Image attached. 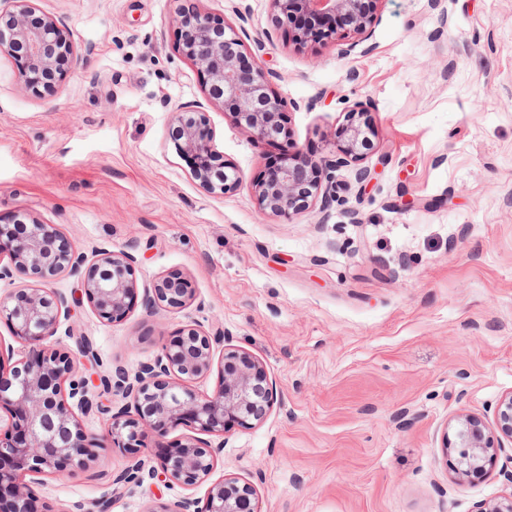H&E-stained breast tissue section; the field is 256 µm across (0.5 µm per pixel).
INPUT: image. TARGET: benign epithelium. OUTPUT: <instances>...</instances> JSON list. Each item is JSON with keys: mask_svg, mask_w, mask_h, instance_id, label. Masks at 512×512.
<instances>
[{"mask_svg": "<svg viewBox=\"0 0 512 512\" xmlns=\"http://www.w3.org/2000/svg\"><path fill=\"white\" fill-rule=\"evenodd\" d=\"M15 9L0 12V55L21 63L20 78L36 89L62 83L71 65L83 62L69 30L41 12L34 0H12ZM383 0H271L276 20L295 26V41L306 43L328 38L339 28L368 36ZM181 39L179 51L197 67L205 79L208 100L231 114L237 125L258 142H273L287 135L281 125L285 102L270 91V77L260 64L244 58L242 41L225 21L194 5L181 4L175 12ZM359 111L347 112L343 157L335 163L316 161L299 152L269 170L255 185L261 211L290 217L321 201L327 206L336 191L334 169L365 159L363 145L368 137L358 123ZM181 151L193 159L192 177L210 194L225 195L240 183L241 176L217 150L212 132L204 128L200 110L182 106L173 115ZM9 255L11 265L0 266V279L22 274L36 284L0 301V319H5L18 342L28 349L26 360L9 372L0 368V407H11V429L0 434V494L5 512H38L33 485L41 477L67 472L75 475L110 446L134 453L145 439L179 425L221 436L232 426L249 427L261 422L277 401V384L262 362L243 349L223 352V375L207 394L191 388L192 381L210 372L214 344L219 338L197 328L183 330L152 362L139 365L135 374L117 365L112 369L110 390L129 400L121 414L112 417L102 437L89 435L77 413L100 410L99 401L89 396L84 378L75 375L79 357L88 353L85 344L71 351L55 347L62 324L71 318L66 296L47 288L62 272L77 278L85 297L98 317L112 322L134 307L137 292L134 256L104 250L88 263L55 224L29 223L16 217L0 224V255ZM190 299L184 284L164 278L144 295L143 305L153 311L158 303L181 307ZM76 401L71 406L69 401ZM445 436L444 448L455 452V474L462 478L487 472L495 466L502 439L512 441V393L503 396L496 410L494 427L471 414H462ZM224 443L213 447L191 439L160 449L159 465L151 478L187 487L209 479ZM255 487L238 477H227L209 486L201 507L185 498L159 512H257Z\"/></svg>", "mask_w": 512, "mask_h": 512, "instance_id": "benign-epithelium-1", "label": "benign epithelium"}]
</instances>
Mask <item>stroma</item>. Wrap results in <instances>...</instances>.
I'll use <instances>...</instances> for the list:
<instances>
[{
    "label": "stroma",
    "instance_id": "obj_1",
    "mask_svg": "<svg viewBox=\"0 0 512 512\" xmlns=\"http://www.w3.org/2000/svg\"><path fill=\"white\" fill-rule=\"evenodd\" d=\"M176 0H37L84 58L54 93L18 79L0 57V222L19 213L55 224L88 259L127 252L139 293L184 279L192 302L101 321L76 278L55 291L72 307L59 348L88 337L81 360L104 409L82 416L101 434L124 399L104 391L113 366L136 370L187 326L224 331L276 380L264 421L224 436L208 483L115 484L157 464L153 448L101 451L76 477L36 488L40 512H151L238 477L258 512H476L512 494V442L486 476L455 478L447 423H493L512 393V0H383L367 49L356 35L299 47L270 0H198L238 32L287 102L288 134L248 137L212 105L178 50ZM201 106L237 189L205 192L172 138L177 107ZM371 146L373 179L335 172L336 197L277 217L254 185L269 162L304 151L338 158L349 109ZM361 223H352L351 211Z\"/></svg>",
    "mask_w": 512,
    "mask_h": 512
}]
</instances>
